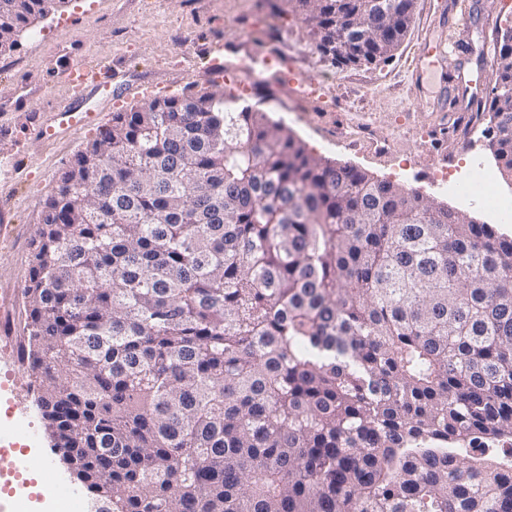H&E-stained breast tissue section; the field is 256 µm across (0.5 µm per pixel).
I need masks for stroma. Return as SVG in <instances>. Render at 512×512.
<instances>
[{
  "instance_id": "35a3bbf8",
  "label": "stroma",
  "mask_w": 512,
  "mask_h": 512,
  "mask_svg": "<svg viewBox=\"0 0 512 512\" xmlns=\"http://www.w3.org/2000/svg\"><path fill=\"white\" fill-rule=\"evenodd\" d=\"M484 15L476 25L461 21L453 0H415L410 29L393 56L368 66L335 65L315 57L314 75L327 79L331 110L313 101L290 98L276 71L254 77L248 97L282 120L314 154L367 172L434 198L449 209L491 225L498 235L512 238V222H503L478 203L437 191L433 177L453 155L458 169L471 156L497 171V190L512 195V177L500 174L481 120L472 134L469 115L470 79L484 68V51L512 28V0H483ZM465 45L460 55L431 63L428 41ZM308 27L300 20L274 14L268 0H68L58 12L22 34L17 47L0 56V297L21 295L29 267L32 231L39 224L58 177L98 131L90 128L54 142L36 138L35 116L50 117L66 102L65 74L78 62L112 61L133 78L167 87L172 94H192L212 87L205 72L209 58L224 57L237 64L247 53L271 47L311 45ZM27 95V108L9 112L5 106ZM369 125L393 140L391 152L375 150L371 140L353 147L330 146L337 122ZM25 305H18L14 322L0 321V373L15 374L0 391V408H13V419L29 432L26 441L37 462L48 466L44 490L37 501L53 497L55 486L78 488L55 453L35 405L36 387L28 370H15L7 342L13 328L23 327Z\"/></svg>"
}]
</instances>
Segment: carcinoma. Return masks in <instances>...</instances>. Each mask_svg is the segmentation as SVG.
I'll list each match as a JSON object with an SVG mask.
<instances>
[{"instance_id": "1", "label": "carcinoma", "mask_w": 512, "mask_h": 512, "mask_svg": "<svg viewBox=\"0 0 512 512\" xmlns=\"http://www.w3.org/2000/svg\"><path fill=\"white\" fill-rule=\"evenodd\" d=\"M66 2L0 0V55ZM283 2L353 65L392 56L414 7ZM492 66L474 120L512 173V42ZM31 246L24 362L94 512H512V239L491 225L201 90L113 113Z\"/></svg>"}]
</instances>
